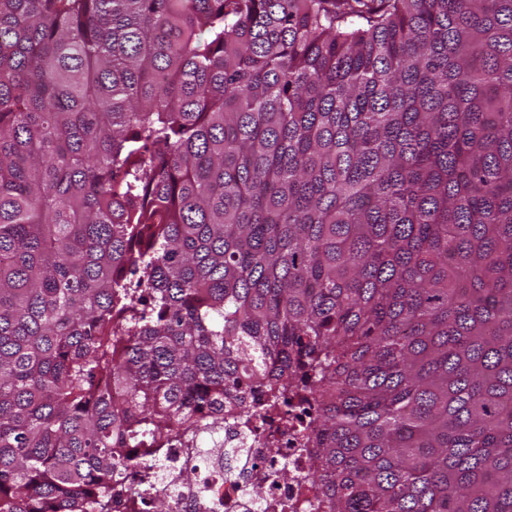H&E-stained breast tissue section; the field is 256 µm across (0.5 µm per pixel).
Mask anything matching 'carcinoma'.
I'll use <instances>...</instances> for the list:
<instances>
[{
  "label": "carcinoma",
  "mask_w": 512,
  "mask_h": 512,
  "mask_svg": "<svg viewBox=\"0 0 512 512\" xmlns=\"http://www.w3.org/2000/svg\"><path fill=\"white\" fill-rule=\"evenodd\" d=\"M255 391L327 512H512V0H0V512Z\"/></svg>",
  "instance_id": "1"
}]
</instances>
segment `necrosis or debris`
<instances>
[{"mask_svg":"<svg viewBox=\"0 0 512 512\" xmlns=\"http://www.w3.org/2000/svg\"><path fill=\"white\" fill-rule=\"evenodd\" d=\"M309 459L306 448H266L243 412H228L209 452L160 448L127 468L112 486V512H128L129 490L146 485L169 512H274L279 503L289 512H327L308 480Z\"/></svg>","mask_w":512,"mask_h":512,"instance_id":"4bbe7bcc","label":"necrosis or debris"}]
</instances>
